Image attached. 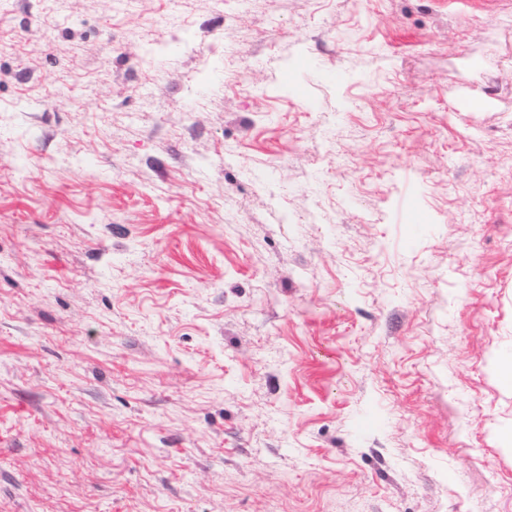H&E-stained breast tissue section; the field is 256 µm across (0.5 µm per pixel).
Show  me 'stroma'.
<instances>
[{"label":"stroma","mask_w":512,"mask_h":512,"mask_svg":"<svg viewBox=\"0 0 512 512\" xmlns=\"http://www.w3.org/2000/svg\"><path fill=\"white\" fill-rule=\"evenodd\" d=\"M512 0H0V512H512Z\"/></svg>","instance_id":"stroma-1"}]
</instances>
